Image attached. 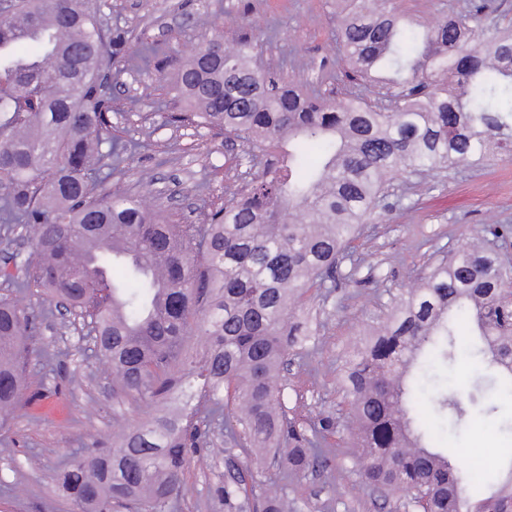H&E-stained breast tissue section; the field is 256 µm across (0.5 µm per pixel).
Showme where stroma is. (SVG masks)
<instances>
[{"instance_id": "obj_1", "label": "stroma", "mask_w": 512, "mask_h": 512, "mask_svg": "<svg viewBox=\"0 0 512 512\" xmlns=\"http://www.w3.org/2000/svg\"><path fill=\"white\" fill-rule=\"evenodd\" d=\"M96 7L104 29L144 26L154 42L185 50L215 32L230 44L244 35L259 37L263 69H283L305 82H335L344 67L336 52L332 0H97ZM173 77L169 67L146 72L127 58L116 62L105 92L123 109L111 121L118 135L141 148L119 166H105L100 177L105 189H125L152 208L198 224L205 207L223 204L225 186L239 184L238 151L207 129L164 124L157 102L163 82ZM498 225L507 226L505 238L489 234ZM475 239L512 259V156H496L479 168L395 180L384 207L354 243L360 265L346 259L340 264V275L353 276V285L314 291L306 299V310L325 324V338L308 358L294 359L282 382L299 392L308 416L341 415L344 364L361 346L366 328L385 316L413 275ZM22 303L39 314L29 364L35 395L24 398L8 429L0 431V486L9 488L0 493V512H65L53 481L65 455L111 440L117 416L132 423L140 416L131 405H114L111 378L80 349V318L43 296H26ZM50 343L59 352L47 371L42 350ZM439 445L466 462L487 448L501 459L512 458V432L488 419L475 420L459 435L442 434ZM326 452L334 461L330 469L288 487L292 512H401L396 499L381 497L361 481L355 449L335 441ZM242 459L240 449L220 439L192 454L182 477L180 512H224L213 489Z\"/></svg>"}]
</instances>
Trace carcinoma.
<instances>
[{
	"label": "carcinoma",
	"instance_id": "cac0c4a2",
	"mask_svg": "<svg viewBox=\"0 0 512 512\" xmlns=\"http://www.w3.org/2000/svg\"><path fill=\"white\" fill-rule=\"evenodd\" d=\"M346 70L339 97L257 64L248 37L229 48L203 37L177 64L168 124L238 140L250 179L203 224H184L95 175L140 147L112 135L105 80L124 48L146 68V28L106 31L88 0H13L0 17V231L33 232L34 257L6 247L0 295V424L28 384L35 316L18 299L40 293L95 309L96 352L116 396L150 414L107 448H78L56 470L74 512H176L191 448L224 443L249 460L216 489L224 512H288L259 479L271 459L294 483L331 467L322 453L350 431L359 476L412 512H512V461L496 481L434 449L428 413L465 427L497 412L485 391H512V267L462 245L417 274L346 363L345 415L313 419L287 405L280 373L324 324L293 319L313 288L342 287L338 264L402 174L479 167L512 152V27L489 0L427 21L391 0H336ZM47 20L50 44L18 25ZM201 337L202 352L189 350ZM484 366L467 388L443 387L424 406L436 365Z\"/></svg>",
	"mask_w": 512,
	"mask_h": 512
}]
</instances>
